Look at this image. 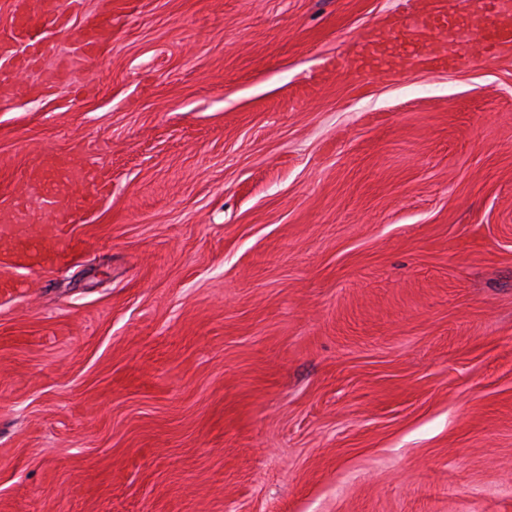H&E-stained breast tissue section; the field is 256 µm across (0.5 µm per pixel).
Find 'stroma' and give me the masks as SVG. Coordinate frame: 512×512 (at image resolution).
I'll list each match as a JSON object with an SVG mask.
<instances>
[{
  "instance_id": "obj_1",
  "label": "stroma",
  "mask_w": 512,
  "mask_h": 512,
  "mask_svg": "<svg viewBox=\"0 0 512 512\" xmlns=\"http://www.w3.org/2000/svg\"><path fill=\"white\" fill-rule=\"evenodd\" d=\"M101 3L0 84V199L110 180L0 288V512H512V53L358 68L418 0H113L86 61ZM104 6L90 15L80 30L79 50L84 57L96 54L112 38V0H103Z\"/></svg>"
}]
</instances>
